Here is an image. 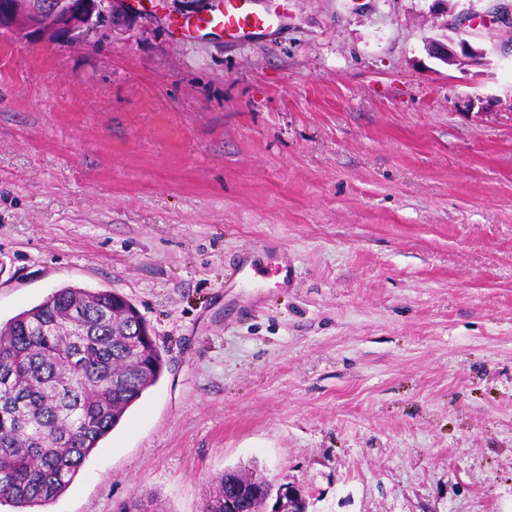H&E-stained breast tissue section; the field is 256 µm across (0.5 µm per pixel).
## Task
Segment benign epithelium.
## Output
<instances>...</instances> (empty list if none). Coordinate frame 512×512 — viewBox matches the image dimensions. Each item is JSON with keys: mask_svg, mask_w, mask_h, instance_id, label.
I'll return each mask as SVG.
<instances>
[{"mask_svg": "<svg viewBox=\"0 0 512 512\" xmlns=\"http://www.w3.org/2000/svg\"><path fill=\"white\" fill-rule=\"evenodd\" d=\"M220 0H182L181 12L191 16H200L212 12ZM54 19L56 27L71 31L76 28L93 29L102 19L109 20L107 29L129 26L142 17L143 12L134 4V0H122L114 7V0H46L44 3L31 2L15 4L9 11L0 13V27H8L22 38L31 36V32L41 29L45 15ZM456 27L455 45L435 41L430 44L429 52L441 58L447 64H455L471 55L474 49L470 39L475 37V18L468 14H458L452 20ZM274 503L270 512H307V503L301 489L293 483L278 486L273 495Z\"/></svg>", "mask_w": 512, "mask_h": 512, "instance_id": "benign-epithelium-1", "label": "benign epithelium"}]
</instances>
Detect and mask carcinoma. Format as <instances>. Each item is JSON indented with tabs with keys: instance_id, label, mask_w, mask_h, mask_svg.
I'll return each instance as SVG.
<instances>
[{
	"instance_id": "1",
	"label": "carcinoma",
	"mask_w": 512,
	"mask_h": 512,
	"mask_svg": "<svg viewBox=\"0 0 512 512\" xmlns=\"http://www.w3.org/2000/svg\"><path fill=\"white\" fill-rule=\"evenodd\" d=\"M163 369L139 310L109 290L59 288L1 325L0 505L36 512L64 494ZM234 480L216 476L202 512L256 506Z\"/></svg>"
}]
</instances>
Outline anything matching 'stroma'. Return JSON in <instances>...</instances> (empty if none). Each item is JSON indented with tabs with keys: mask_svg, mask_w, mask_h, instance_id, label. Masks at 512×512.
I'll return each instance as SVG.
<instances>
[{
	"mask_svg": "<svg viewBox=\"0 0 512 512\" xmlns=\"http://www.w3.org/2000/svg\"><path fill=\"white\" fill-rule=\"evenodd\" d=\"M179 6L0 29V324L110 290L166 361L52 512H200L252 466L308 512H512V28L457 66L434 0H268L239 39ZM274 251L287 286L225 283Z\"/></svg>",
	"mask_w": 512,
	"mask_h": 512,
	"instance_id": "1",
	"label": "stroma"
}]
</instances>
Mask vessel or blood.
Returning <instances> with one entry per match:
<instances>
[{"label":"vessel or blood","mask_w":512,"mask_h":512,"mask_svg":"<svg viewBox=\"0 0 512 512\" xmlns=\"http://www.w3.org/2000/svg\"><path fill=\"white\" fill-rule=\"evenodd\" d=\"M281 23L278 13L271 11H255L249 0H224V10L211 17L187 21V28L217 29L228 38H239L245 35H258L276 30ZM276 278L278 283L288 280V266L283 254H272L264 267H256L247 263H239L232 268L231 278L250 279L257 276Z\"/></svg>","instance_id":"vessel-or-blood-1"}]
</instances>
